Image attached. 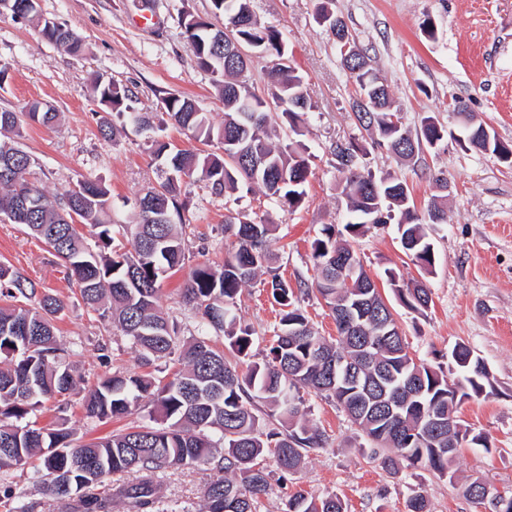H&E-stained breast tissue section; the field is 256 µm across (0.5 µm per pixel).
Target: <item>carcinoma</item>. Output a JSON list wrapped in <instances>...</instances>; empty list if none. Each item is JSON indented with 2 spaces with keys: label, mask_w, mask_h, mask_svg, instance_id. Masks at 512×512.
Returning <instances> with one entry per match:
<instances>
[{
  "label": "carcinoma",
  "mask_w": 512,
  "mask_h": 512,
  "mask_svg": "<svg viewBox=\"0 0 512 512\" xmlns=\"http://www.w3.org/2000/svg\"><path fill=\"white\" fill-rule=\"evenodd\" d=\"M18 17L41 26L49 43L77 54L82 43L64 23L42 17L37 0ZM211 14L235 25L232 33L245 48L281 63L264 94L249 85L247 60L217 76L224 100V123L214 126L192 98L171 94L161 99V111L171 124L212 148L174 149L158 134L153 113L136 112L132 93L115 83L95 85L100 105L99 133L114 136V118H124L155 133L150 150L160 162L157 184L134 206L135 222L111 224L109 190L102 183L82 179L49 199L30 175L36 160L23 149V130L31 123L51 125L56 113L38 103L21 112H0V159L13 160V170L0 174V217L26 225L59 257L90 311L115 326L140 352L146 364L178 354L182 365L167 380L144 375L113 373L99 379L83 401L85 415L99 422L122 418L141 401H151L163 418L158 428L121 430L109 436L78 442L63 427L38 425L43 403L69 394L77 374L66 361V349L57 336L55 320L64 301L43 293L37 284L12 267L0 264V469L21 468L41 454L40 478L54 499L74 503L76 512H112V497L127 500L132 512H157L156 476L173 467L208 464L213 478L204 491L207 512H259L270 472L263 465L273 458L282 474L296 471L305 453L328 444V436L308 425L300 391L311 389L332 399L350 421L380 448L382 468L397 474L404 467L421 468L441 478L455 476L453 464L459 435L466 428L437 429L429 417L446 416L456 407L449 395L448 375L442 368L415 365L404 353L403 334L376 282L347 245L345 236L364 233L368 222L397 226L403 248L415 265L432 272L434 246L429 230L448 223L442 199L432 201L423 214L405 204L402 181L376 177L359 165L366 150L356 142L336 146L337 167L345 168L342 194L349 219L343 229L326 224L312 242L315 278L311 289L325 301L336 321L339 340L320 335L294 306L295 287L272 267L274 254L267 242L275 225L246 216H229L224 233L232 238L224 264H198L182 288L185 303L197 317L196 335L181 342L178 321L158 306L161 283L185 265L183 222L177 196L180 181L198 179L216 193L233 192L241 184L260 187L282 206L294 210L304 201L311 174L309 162L297 150L293 137L301 135V116L313 105L303 90V76L284 62L281 32L262 25L251 0H211ZM318 17L334 23L336 39L349 34L344 20L326 4ZM199 67L221 68L220 51L202 27L210 20L182 17ZM357 71L356 96L351 109L360 126L376 133L374 144L409 158L422 147L441 142L445 128L424 116L418 130H394V113L387 86L374 72L363 51L342 57ZM281 307L274 342L267 359L252 360L253 331L238 320L236 311L243 287L258 273ZM386 276L399 301L425 312L432 302L429 288L415 281ZM237 357L232 363L212 344L211 331ZM465 343L450 352V363L466 395L486 392L489 373ZM388 394L397 406L389 414L380 408ZM268 412L259 414L258 403ZM133 470L137 482L117 487L113 494L98 491L109 475ZM286 512H345L337 495L313 497L302 490L288 496Z\"/></svg>",
  "instance_id": "carcinoma-1"
}]
</instances>
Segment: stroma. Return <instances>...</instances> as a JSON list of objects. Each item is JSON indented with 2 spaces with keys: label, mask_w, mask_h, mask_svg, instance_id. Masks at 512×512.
<instances>
[{
  "label": "stroma",
  "mask_w": 512,
  "mask_h": 512,
  "mask_svg": "<svg viewBox=\"0 0 512 512\" xmlns=\"http://www.w3.org/2000/svg\"><path fill=\"white\" fill-rule=\"evenodd\" d=\"M41 13L66 23L84 46L73 55L42 39L33 22L0 13V63L8 77L0 84V111L18 112L30 102L48 103L57 114L53 125L26 128L23 148L36 161L33 178L49 194L95 179L110 191V219L133 221V202L158 176L146 134L129 123L103 139L98 130L97 97L92 75L127 87L137 111L155 113L171 94L194 98L214 124L224 121V104L212 74L202 71L186 39L181 19L191 13L209 17L210 0H38ZM319 0H252L257 19L280 30L285 54L304 78L313 104L300 138L311 174L305 201L291 211L258 190L217 194L205 183L180 187L189 228L184 269L164 279L159 305L182 324V338L195 331L190 306L181 297L191 267L220 264L229 245L224 219L231 214L258 215L276 231L270 248L280 273L291 281L312 282L311 242L323 225L348 220L336 168L337 143L367 146L364 163L375 175L389 174L410 188V202L425 211L433 196L447 194L448 221L434 225L431 237L435 266L421 275L403 251L395 225L370 228L350 245L376 281L385 299L394 294L384 275L424 278L432 303L422 314L395 306L394 314L419 361L447 367L456 343H467L486 365L492 387L488 394L464 401L457 411L463 427L485 435L489 448L464 444L455 463L456 477L406 468L393 475L383 470L379 451L352 424L335 402L311 390L303 399L310 425L325 432V447L309 450L295 473L272 471L260 512H284L290 493L338 495L347 512H405L415 491L425 490L430 512H493L490 501L466 497L474 480L498 491H512V165L494 155L465 151L455 140L425 149L408 160L372 145L370 132L359 126L350 109L354 86L329 28L318 22ZM351 34L385 80L405 128L419 127L423 116H435L457 130L452 112L462 100L498 137L512 144V0H333ZM432 21L434 37L423 32ZM19 269L43 291L64 300L57 334L70 351L81 380L71 394L46 402L39 424L57 423L76 440L99 437L128 426L157 427L161 421L149 401L120 421L87 419L83 398L97 381L113 372L172 376L177 363L161 359L145 365L132 343L97 313L82 304L66 277L62 261L22 224L0 222V263ZM237 316L254 332L252 353L262 361L273 342L277 322L271 293L257 282L244 288ZM39 459L25 468L0 471V486L9 485V506L27 512H73L47 495L39 479ZM212 477L208 466L169 469L160 474L156 495L162 512H205L204 489Z\"/></svg>",
  "instance_id": "1"
}]
</instances>
